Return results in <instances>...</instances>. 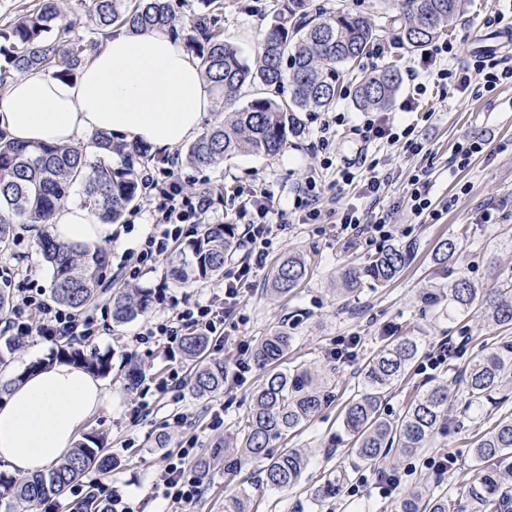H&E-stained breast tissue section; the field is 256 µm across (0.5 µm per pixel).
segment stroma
I'll use <instances>...</instances> for the list:
<instances>
[{
    "label": "stroma",
    "mask_w": 512,
    "mask_h": 512,
    "mask_svg": "<svg viewBox=\"0 0 512 512\" xmlns=\"http://www.w3.org/2000/svg\"><path fill=\"white\" fill-rule=\"evenodd\" d=\"M224 9L218 20L226 39L237 45L248 62L257 60V44L270 15L281 0H223ZM326 10L347 6L364 12L382 26L384 56L368 53L360 66L371 72L396 66L400 72L417 66L419 55L401 49L387 27L390 16L399 10V0H317ZM499 9L498 0H467L464 13L452 22L447 38L457 49L455 64L462 65L487 48L512 50V26L501 23L483 26V18ZM355 76L345 78L336 97V111L346 120L337 126L328 151L315 146L323 113H312L305 133L289 141L274 158L239 155L209 169H196L183 162L184 148H176L180 162L174 167V177L181 182L186 194L201 190L211 193L210 221L230 224L243 231L245 221L238 213L237 192L262 185L274 201L272 217L278 230L270 246V254L252 284L247 285L241 312L242 323L226 327L225 338H214L209 347L210 357L223 360L233 367L240 357L241 345H255L270 332L287 330L291 345L283 360L285 367L307 368L329 395L322 412L297 435L276 442L274 451L298 448L304 451L309 465L297 487L288 491H271L260 485V464L247 461L230 473L224 469L221 444L241 425L254 392L262 383L263 373L251 369L240 382H226L224 391L215 397H199L190 388L170 393L156 402L149 418L135 411L140 392L131 387L128 370L136 366L148 380L166 375L171 366H184L183 358H170L164 348L141 345L136 335L141 320L115 324L108 293L120 288L117 279H108L107 294L101 295L91 313L103 325L102 335L86 342V349L111 351L112 371L104 377L108 393L104 408L84 425L83 434H100L118 464L112 471H90L88 480L116 486L125 493L139 512H162L164 505L150 495V488L164 466L166 452L176 450L182 437L197 433L201 436L199 461L207 465L201 495L190 512H224L225 499L248 493L252 512H394L396 501L381 498L374 487L378 468L353 469V456L345 443L336 439L341 430L342 409L359 387V372L365 361L386 336L413 331L422 339L423 352H430L448 337L466 336L464 355L449 359L443 369L433 375L412 369L388 394L385 412L395 418L427 381L445 382L464 368L468 356L500 344V329L485 325L476 316H440L437 306L427 303L423 291L427 285L447 284L453 274L464 272L476 284L495 287L497 281L512 276V129H491L486 117L501 111L512 102V84L501 86L483 98L473 99L454 90L428 85L422 102L427 117L417 129L423 140L421 153L406 151L402 145L385 141H366L356 129L371 113L353 103ZM475 137L483 139L485 149L472 158L468 167L450 168L453 150L458 141ZM367 154L379 159V168L388 173L382 207L388 212L395 234L390 243L410 251V264L397 279L385 286L364 285L355 295L343 296L337 291L344 267L361 266L375 246L344 238L338 220L342 208L355 201L361 193L359 185H343L336 168L343 159ZM331 157L332 167H325L324 157ZM427 171L433 184L431 198L436 214L419 222L407 203L410 178L417 171ZM315 178L321 186L320 208L323 221L319 224L294 223L289 206L292 192L307 178ZM491 209L494 222H484L483 209ZM460 234L464 247L448 268H439L433 259V247L438 239ZM36 232L27 225L16 226L7 250L0 251V281L10 289L26 287L35 279L43 288H50V271L38 253ZM302 255L308 263L307 278L291 294L275 297L267 291L271 270L284 253ZM170 261L146 271L140 287L152 291L166 290L176 295L198 298L199 295L222 291L223 280L215 279L189 286L174 284L170 276ZM358 341L352 360L336 361L333 352L337 343L348 338ZM224 410V425L209 430L210 412ZM182 412L188 420L176 425L172 416ZM512 414V384L508 385L502 404H484L475 416L460 412L458 401L448 404V424L437 435L433 447L414 457H392L382 467L394 469L402 476L400 487L414 485L447 491L457 496L474 479L472 442L477 433L493 427ZM446 452L455 462L446 474L439 475L430 466L432 457ZM349 472L336 497L316 503L310 496L326 475Z\"/></svg>",
    "instance_id": "stroma-1"
}]
</instances>
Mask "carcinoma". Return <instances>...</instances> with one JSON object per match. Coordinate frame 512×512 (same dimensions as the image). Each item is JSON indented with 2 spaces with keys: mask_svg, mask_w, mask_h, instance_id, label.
<instances>
[{
  "mask_svg": "<svg viewBox=\"0 0 512 512\" xmlns=\"http://www.w3.org/2000/svg\"><path fill=\"white\" fill-rule=\"evenodd\" d=\"M92 27L82 31L73 19L62 23L58 0H37L35 7L10 25V63L24 74L41 70L58 79H71L102 40L120 29L142 32L176 29L178 8L186 0H82ZM465 9V0H403L397 39L408 52L424 49L448 32V26ZM382 29L363 13L341 7L327 11L312 0H283L267 23L258 47V63L250 65L239 49L224 39L201 15L185 34V45L199 60L217 106L228 109L224 119L192 141L185 161L199 169L219 164L228 157L248 154L279 155L292 138L306 129L302 114L325 112L336 105V88L380 39ZM400 83L397 68L388 66L365 73L354 87L360 109L389 108ZM258 87L265 95L232 108L242 88ZM91 148L50 144L20 145L0 137V247L13 237L14 226L41 227L37 248L51 273V300L75 313L91 306L103 289L109 267L108 250L64 245L48 231L59 206L75 190H81L82 206L98 224H117L140 195V175L154 159L147 149L111 133L92 136ZM237 249L235 229L229 224H209L178 248L172 265L175 282L193 284L218 277ZM460 251L456 237L439 240L434 261L446 268ZM411 254L388 247L364 266L348 268L341 276L344 295L365 282L386 285L410 263ZM307 276L305 261L288 255L273 268L271 287L286 295ZM448 314L480 310L484 320L504 332L512 330V278L493 288H482L462 272L448 283ZM151 293L125 290L112 294V319L121 325L146 315ZM210 338L188 336L182 353L192 364L191 390L199 397L224 391V362L207 355ZM285 330L261 339L253 352L254 363L265 373L254 394L241 437L224 441V466L233 471L245 460L263 463L261 483L269 490L286 491L298 484L308 464L297 448L272 456L273 442L283 440L308 424L325 404V395L306 368H280L288 353ZM422 351L420 337L404 334L388 337L361 370V388L345 404L342 430L358 462L375 465L395 452L414 454L433 445L448 425V399L464 398L468 413L495 400L504 380L512 375V343L504 342L485 354L473 356L454 385L426 383L396 419L383 415L390 390L411 371ZM53 356L66 359L100 376L109 374L112 354L97 349L84 352L70 342H59ZM47 358L27 364L0 382V395L23 381L31 372L48 365ZM476 470L474 482L461 498L435 493L422 486L406 492L395 512H512V416L476 437L472 446ZM116 464L104 448L103 438L91 434L59 463L27 479L0 474V500L5 512H37L67 494L72 485L93 469ZM341 476L329 478L312 494L317 502L332 497Z\"/></svg>",
  "mask_w": 512,
  "mask_h": 512,
  "instance_id": "carcinoma-1",
  "label": "carcinoma"
}]
</instances>
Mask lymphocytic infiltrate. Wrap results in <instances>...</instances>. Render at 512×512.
Segmentation results:
<instances>
[{"instance_id": "lymphocytic-infiltrate-1", "label": "lymphocytic infiltrate", "mask_w": 512, "mask_h": 512, "mask_svg": "<svg viewBox=\"0 0 512 512\" xmlns=\"http://www.w3.org/2000/svg\"><path fill=\"white\" fill-rule=\"evenodd\" d=\"M455 56L454 44L444 40L424 49L421 61L428 67L435 66L437 59H449V66L437 68L436 84L453 87L459 93L478 99L505 81H512L511 55H478L463 65L455 64ZM414 132V125L397 128L384 113L367 120L362 127L365 140H383L390 144L400 142L406 149L418 153L423 145L414 139ZM141 181L146 197L153 204L152 228L138 247L123 250L116 264L117 278L129 285L139 281L144 271L164 259L189 227L205 223L211 207L207 193L197 194L192 199L185 197L170 169H163L158 175L144 173ZM268 199L269 193L263 187L251 190L242 198L241 213L252 217L251 223L245 226L241 241L246 254L238 260L235 271L225 277L223 293L195 299L170 296L169 314L147 317L136 336L138 343L161 344L173 353L180 349L184 337L194 334L220 336L226 325L235 324L240 315L242 287L265 264L271 245L272 209ZM340 229L351 238L368 242L387 240L394 235V229L385 217L365 223L359 209L354 206L343 210ZM4 330L17 337L35 335L48 341L60 336L87 340L101 333L92 315L76 314L51 304L44 288L38 286L18 292L5 320ZM198 446V436L192 435L179 442L177 452L166 455L164 474L151 487L153 498L172 507L192 503L199 497L202 481L197 465Z\"/></svg>"}]
</instances>
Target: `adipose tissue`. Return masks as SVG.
I'll return each instance as SVG.
<instances>
[{"label":"adipose tissue","instance_id":"ef3b65f1","mask_svg":"<svg viewBox=\"0 0 512 512\" xmlns=\"http://www.w3.org/2000/svg\"><path fill=\"white\" fill-rule=\"evenodd\" d=\"M214 103L197 58L167 31L114 33L72 79L39 70L0 82V130L21 144L72 145L99 131L171 150L201 127ZM68 245H96L112 228L61 205L50 222ZM100 380L64 360L0 399V467L24 478L59 460L104 406Z\"/></svg>","mask_w":512,"mask_h":512}]
</instances>
